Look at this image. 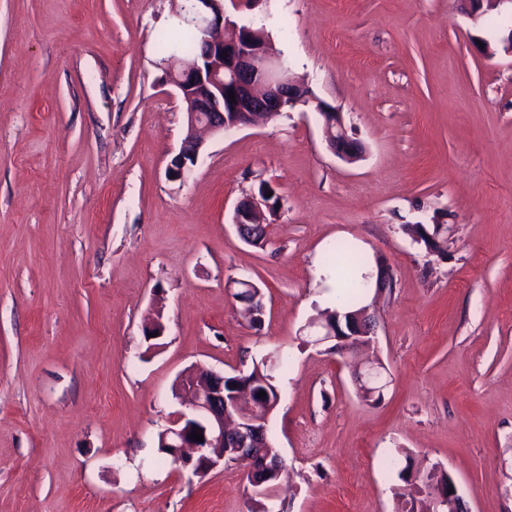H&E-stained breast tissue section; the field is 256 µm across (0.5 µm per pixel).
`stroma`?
<instances>
[{
	"label": "stroma",
	"mask_w": 512,
	"mask_h": 512,
	"mask_svg": "<svg viewBox=\"0 0 512 512\" xmlns=\"http://www.w3.org/2000/svg\"><path fill=\"white\" fill-rule=\"evenodd\" d=\"M183 0H0V512H248L243 468L193 476L159 453L198 365L280 359L270 512H409L429 471L469 512H512V6L459 0H224L364 147L348 163L318 112L184 135L157 35ZM268 181V241L233 223ZM446 225L444 254L409 226ZM360 242L391 288L376 338L314 344L316 262ZM263 293L261 324L233 297ZM162 319L163 336L145 326ZM389 385L363 400L354 372Z\"/></svg>",
	"instance_id": "35a3bbf8"
}]
</instances>
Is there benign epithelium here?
<instances>
[{"label": "benign epithelium", "mask_w": 512, "mask_h": 512, "mask_svg": "<svg viewBox=\"0 0 512 512\" xmlns=\"http://www.w3.org/2000/svg\"><path fill=\"white\" fill-rule=\"evenodd\" d=\"M190 2L203 51L187 65L176 57L167 68L185 113V134L166 168L169 179L183 182L192 173L204 145L197 135L198 129L222 133L252 126L289 105L316 104L324 118L330 150L348 162L361 158L364 148L348 135L342 114L304 93L305 85L291 73L280 54L267 43L253 40V26L230 21L225 15L224 0ZM265 209H270V202L261 195L240 199L234 209L235 228L262 223ZM321 329L317 343L332 341L339 353L368 344L374 336L373 317L366 310L353 315L346 329L327 322ZM382 369L383 365L375 360L359 368L355 372L357 389L370 397L383 395L386 384H376ZM227 380L228 376L213 371L206 381L199 380L190 369L180 375L176 395L189 406L190 412H178L169 420L168 427L161 432L163 447L171 449L174 462L191 468L195 474L224 464V448H231L243 466L246 481L252 483L253 494L263 497L269 488L255 478V473L264 468L276 474L281 472L279 458L268 452L266 426L270 412L263 408V400L253 399L251 384L239 377L230 383L237 391L232 398H226ZM194 431L202 434L204 441L191 439L190 433ZM430 492L427 512H459L465 507L451 477L445 486L432 485Z\"/></svg>", "instance_id": "7a95c632"}]
</instances>
